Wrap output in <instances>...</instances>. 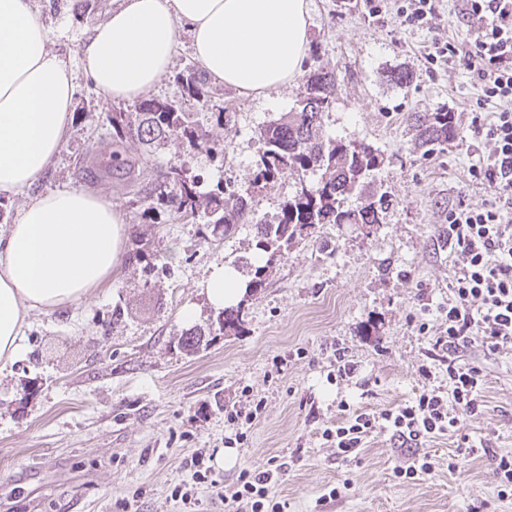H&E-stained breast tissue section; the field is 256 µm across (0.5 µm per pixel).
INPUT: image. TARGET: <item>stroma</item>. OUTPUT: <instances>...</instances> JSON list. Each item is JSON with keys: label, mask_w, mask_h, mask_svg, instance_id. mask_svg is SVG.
<instances>
[{"label": "stroma", "mask_w": 512, "mask_h": 512, "mask_svg": "<svg viewBox=\"0 0 512 512\" xmlns=\"http://www.w3.org/2000/svg\"><path fill=\"white\" fill-rule=\"evenodd\" d=\"M74 2L33 0L51 33L49 49L76 83L71 129L34 190H95L123 213L128 241L150 240L160 266L148 269L124 252L116 275L75 309L31 315L20 355L0 366V512H122L121 499L139 488L145 494L137 512H183L172 491L190 479V460L199 450L210 455L214 477L227 489L242 469L265 468L274 456L296 457L275 488L288 512H512V500L497 497L493 462L484 453L488 447L512 452V354L491 355L476 344L464 351L463 361L487 374L482 414L425 442L437 467L422 480L396 478L408 451L387 433L373 434L347 460L320 437L321 427L336 421L339 402L379 412L421 392L417 367L429 340L412 327L417 294L447 297L455 257L438 246V232L449 209L487 197L467 173L476 92L461 65L431 70L423 57L433 41L470 39L474 26L460 16L457 0H445L424 30L400 25L391 11L370 20L354 0H308L309 44L338 84L323 135L361 140L383 153L375 182L390 206L384 222L371 228L309 227L277 262L266 288L245 302L239 332H212L192 352L182 349L181 338L213 317L204 288L211 271L224 264L248 278L255 226L279 211L298 176L285 172L273 188L258 192L253 223L229 235L220 228L200 233L198 220L169 214L144 223L139 193L180 146L172 141L153 151L132 140L113 144L103 101L80 67V50L117 0H90L83 13ZM193 60L190 33L180 29L172 71L153 96L198 111L173 78ZM396 68L409 70L412 82L390 83ZM301 88L296 82L253 98L218 87L234 118L210 130L223 140V156L202 153L192 160L204 189L220 181L252 188L260 131L294 107ZM442 106L454 113L460 134L443 150L423 154L408 115ZM116 307L123 312L117 322ZM189 307L198 311L191 323L183 318ZM339 345L357 366L343 381L332 366ZM282 357L287 365L276 366ZM246 388L265 408L226 463L224 437L231 428L224 408ZM330 486L344 492L322 503Z\"/></svg>", "instance_id": "stroma-1"}]
</instances>
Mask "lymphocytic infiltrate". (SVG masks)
<instances>
[{
    "mask_svg": "<svg viewBox=\"0 0 512 512\" xmlns=\"http://www.w3.org/2000/svg\"><path fill=\"white\" fill-rule=\"evenodd\" d=\"M462 11L478 19L468 45L434 43L426 55L431 65L462 63L478 92L470 123L476 140L470 176L487 186L490 197L477 206L449 210L447 246L459 264L448 282L446 301L424 302L419 334H431V347L417 367L422 391L413 400L379 413L349 412L320 433L337 457L348 458L363 448L374 432L390 433L409 455L396 475L404 480L431 473L436 462L422 444L457 431L462 417L477 416L486 384L481 366L463 362L462 353L479 344L488 353L512 352V0H462ZM447 387H439V377ZM284 464L269 463L261 471L241 470L232 493H225L211 468L195 470L190 483L176 488L189 512H202L194 491L212 489V503L226 512H288L275 494L285 475Z\"/></svg>",
    "mask_w": 512,
    "mask_h": 512,
    "instance_id": "f902f5d3",
    "label": "lymphocytic infiltrate"
}]
</instances>
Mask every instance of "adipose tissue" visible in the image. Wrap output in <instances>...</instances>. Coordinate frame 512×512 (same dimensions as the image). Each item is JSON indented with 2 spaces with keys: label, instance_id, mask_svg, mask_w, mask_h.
I'll return each mask as SVG.
<instances>
[{
  "label": "adipose tissue",
  "instance_id": "obj_1",
  "mask_svg": "<svg viewBox=\"0 0 512 512\" xmlns=\"http://www.w3.org/2000/svg\"><path fill=\"white\" fill-rule=\"evenodd\" d=\"M307 0H121L93 27L81 65L104 100L132 103L172 62L180 27L218 86L264 97L303 73ZM31 0H0V196L30 194L0 236V361H13L32 313L85 298L115 275L125 221L86 188L32 194L54 162L72 120V71L52 53Z\"/></svg>",
  "mask_w": 512,
  "mask_h": 512
}]
</instances>
